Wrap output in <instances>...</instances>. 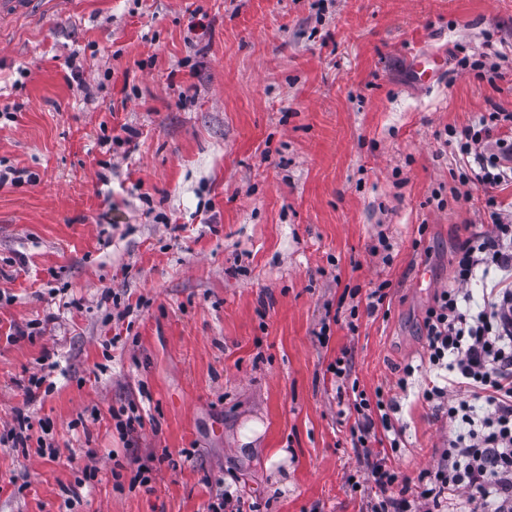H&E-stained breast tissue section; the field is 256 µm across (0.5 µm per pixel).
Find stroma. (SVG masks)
I'll use <instances>...</instances> for the list:
<instances>
[{
	"mask_svg": "<svg viewBox=\"0 0 512 512\" xmlns=\"http://www.w3.org/2000/svg\"><path fill=\"white\" fill-rule=\"evenodd\" d=\"M418 52L449 56L427 87ZM8 105L0 170L26 177L0 185V426L50 421L59 454L0 446V512H206L222 488L261 512H369L344 351L396 401L403 446L371 451L413 482L436 468L449 424L425 373L396 382L459 241L491 225L483 187L452 197L438 134L512 113V0H47L0 28ZM32 320L42 334L8 341ZM46 352L53 390L27 402ZM129 404L144 426L125 438L111 412ZM164 452L180 465L152 491L116 489Z\"/></svg>",
	"mask_w": 512,
	"mask_h": 512,
	"instance_id": "35a3bbf8",
	"label": "stroma"
}]
</instances>
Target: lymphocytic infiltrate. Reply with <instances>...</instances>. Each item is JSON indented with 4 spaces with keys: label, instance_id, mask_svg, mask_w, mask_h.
<instances>
[{
    "label": "lymphocytic infiltrate",
    "instance_id": "1",
    "mask_svg": "<svg viewBox=\"0 0 512 512\" xmlns=\"http://www.w3.org/2000/svg\"><path fill=\"white\" fill-rule=\"evenodd\" d=\"M455 139L463 183L491 191L485 208L493 224L459 242L454 285L436 295L423 322L424 361L438 377L422 397L454 430L435 471L410 483L367 449L376 428L393 431V399L380 389L371 397L353 391V446L362 449L366 479L377 490L370 512H512V220L492 194L512 185V113L490 112ZM475 282L482 286L478 298L470 289ZM31 428L30 417L16 413L0 428V446L24 449L33 440L39 456L55 458L49 423L35 439Z\"/></svg>",
    "mask_w": 512,
    "mask_h": 512
}]
</instances>
